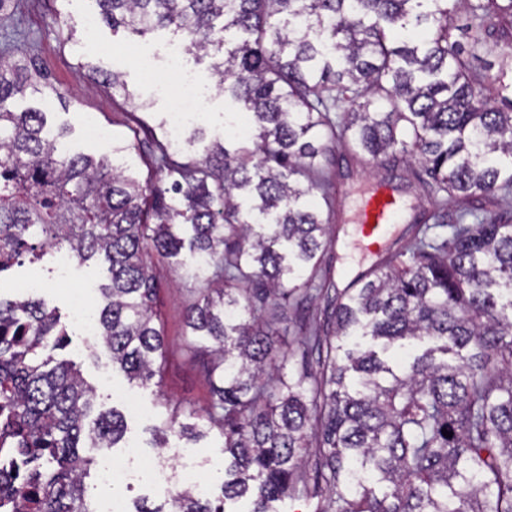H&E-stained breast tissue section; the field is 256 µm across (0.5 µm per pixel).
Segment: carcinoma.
<instances>
[{
    "mask_svg": "<svg viewBox=\"0 0 512 512\" xmlns=\"http://www.w3.org/2000/svg\"><path fill=\"white\" fill-rule=\"evenodd\" d=\"M103 21L145 34L170 28L186 53L221 54L218 89L254 128L234 150L216 144L181 163L149 154L145 182L105 157L59 149L64 131L5 102L47 77L25 53H0V272L66 246L102 252L98 331L112 367L161 384L165 337L153 268L176 259L198 284L185 324L211 387L203 419L224 438L217 503L192 488L134 512H249L327 495L320 512H512V213L487 216L463 197L512 199V93L478 74L483 28L512 24V0H97ZM473 24L452 39L456 14ZM133 100L122 75L102 72ZM346 111L331 112L340 106ZM401 168L424 189L428 214L330 301L326 324L296 355L270 312L301 306L331 284L327 167L339 149ZM65 328L40 300L0 298V508L92 512L82 448H113L115 410L85 420L95 393L69 363L49 367ZM167 405L155 429L204 431ZM452 433L446 437L442 430ZM325 489L309 486L310 458Z\"/></svg>",
    "mask_w": 512,
    "mask_h": 512,
    "instance_id": "1",
    "label": "carcinoma"
}]
</instances>
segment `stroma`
Returning a JSON list of instances; mask_svg holds the SVG:
<instances>
[{"instance_id": "stroma-1", "label": "stroma", "mask_w": 512, "mask_h": 512, "mask_svg": "<svg viewBox=\"0 0 512 512\" xmlns=\"http://www.w3.org/2000/svg\"><path fill=\"white\" fill-rule=\"evenodd\" d=\"M96 0H17L15 14L0 19V33L15 28L27 48V55L49 78L48 85H35L24 94L10 98L8 109L25 112L37 109L45 112L52 128H66V147L74 153L112 158L114 165L126 174L144 178L147 175L146 151L164 145L172 158L185 161L201 157L207 143L224 138L225 101L214 85L210 58L188 56L187 63L195 72L206 95L196 120L206 132L204 141L187 145L172 141L167 131V115L174 100L170 86L148 80L147 71H166L170 52L178 38L172 31L158 30L143 36L126 29H112L99 21ZM96 18L93 32H86L87 18ZM485 51L472 59L474 71L494 75L512 49V36L498 27L483 31ZM82 43V53H75L74 43ZM122 73L134 101L113 95L102 84L101 72ZM94 121L108 130L109 140L93 141L85 133L87 121ZM139 136L142 149L113 154V140ZM350 178L339 180L331 201L330 222L336 227V240L327 259L332 265L331 282L335 289L347 288L361 272L370 270L382 259L381 253H371L356 242L355 226L351 222L359 194L370 181L385 177L399 186L408 203L409 214H417L423 196L421 188L404 178L402 170L378 169L365 156H347ZM158 286L156 310L160 317L167 345V371L161 385H143L128 381L112 363L102 348L88 347L85 336L70 324L72 298L75 293L90 290L91 305H98V284L106 282V263L99 258L74 265L68 278L55 284L45 299L55 308L62 323L67 324L69 345L55 351V360L72 362L96 394L95 406L122 412L127 429L113 457L124 456L127 447L139 448L146 458L165 456L174 460L178 453L192 452L210 483L211 496H218L224 478V439L210 431L196 440H172L170 448L157 449L154 430L166 417L164 401L180 402L204 410L210 402V385L198 361L190 352L191 339L186 334L185 310L196 298L198 285L188 279L181 268L168 262L155 268ZM132 395L139 403L138 410H128L124 395Z\"/></svg>"}]
</instances>
